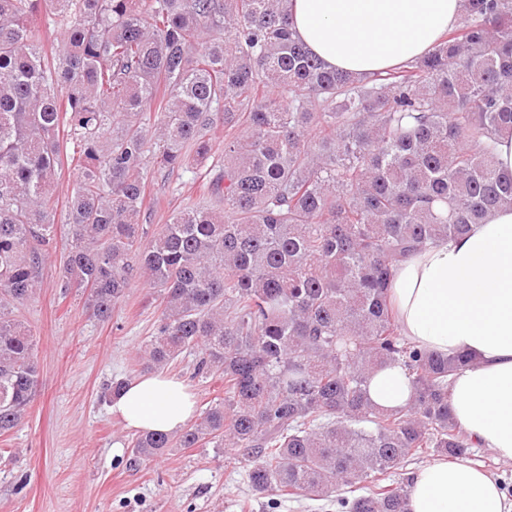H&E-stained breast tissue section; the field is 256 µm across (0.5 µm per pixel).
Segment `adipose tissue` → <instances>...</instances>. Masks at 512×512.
I'll list each match as a JSON object with an SVG mask.
<instances>
[{
  "mask_svg": "<svg viewBox=\"0 0 512 512\" xmlns=\"http://www.w3.org/2000/svg\"><path fill=\"white\" fill-rule=\"evenodd\" d=\"M297 37L329 67L365 77L422 57L462 16L461 0H290ZM390 295L401 333L452 357H471L451 378L449 400L473 444L512 462V208L489 213L452 240L403 263ZM374 404L402 407L410 386L402 368L378 372ZM112 412L138 433L180 430L195 401L176 376L136 378ZM411 512H512L497 481L466 459H439L409 481Z\"/></svg>",
  "mask_w": 512,
  "mask_h": 512,
  "instance_id": "obj_1",
  "label": "adipose tissue"
}]
</instances>
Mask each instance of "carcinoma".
Masks as SVG:
<instances>
[{
    "mask_svg": "<svg viewBox=\"0 0 512 512\" xmlns=\"http://www.w3.org/2000/svg\"><path fill=\"white\" fill-rule=\"evenodd\" d=\"M42 12L63 30L51 59ZM219 121L207 204L148 234V164L202 163ZM500 135L512 136V0H463L422 58L363 80L295 37L288 0H0V435L37 396L36 336L14 309L55 244L72 154L60 287L105 322L145 277L162 313L143 369L193 351L195 375L224 377L223 399L177 435H140L136 457L214 443L241 452L272 510L286 498L410 512L408 485L385 480L410 455H470L448 381L471 359L402 336L389 281L512 206V172L484 147ZM392 365L412 388L397 411L368 397Z\"/></svg>",
    "mask_w": 512,
    "mask_h": 512,
    "instance_id": "carcinoma-1",
    "label": "carcinoma"
}]
</instances>
